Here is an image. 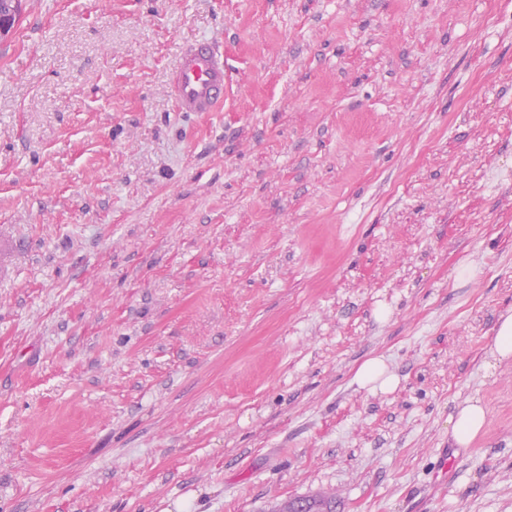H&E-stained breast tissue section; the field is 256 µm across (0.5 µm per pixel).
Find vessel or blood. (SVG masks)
Here are the masks:
<instances>
[{"mask_svg":"<svg viewBox=\"0 0 512 512\" xmlns=\"http://www.w3.org/2000/svg\"><path fill=\"white\" fill-rule=\"evenodd\" d=\"M169 92L182 112H213L223 104L224 63L209 41L183 49Z\"/></svg>","mask_w":512,"mask_h":512,"instance_id":"b4317fda","label":"vessel or blood"}]
</instances>
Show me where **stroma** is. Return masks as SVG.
I'll return each instance as SVG.
<instances>
[{
    "label": "stroma",
    "instance_id": "1",
    "mask_svg": "<svg viewBox=\"0 0 512 512\" xmlns=\"http://www.w3.org/2000/svg\"><path fill=\"white\" fill-rule=\"evenodd\" d=\"M224 104L179 112L182 48ZM512 0H23L0 38V512H512ZM380 357L395 390L360 386ZM470 399L487 420L455 447ZM169 92L179 112H213L224 103V61L209 41L183 49ZM489 355L494 363L488 361V367H493L498 361L512 359V313L500 317L495 335L492 337ZM486 411L477 399L466 402L456 414L449 417L452 438L459 448H467L482 431ZM297 501L304 502L306 507L304 508L306 512H335L336 511V498H332V496L327 497H303V498H294L285 502L279 512H291L294 508V505Z\"/></svg>",
    "mask_w": 512,
    "mask_h": 512
}]
</instances>
